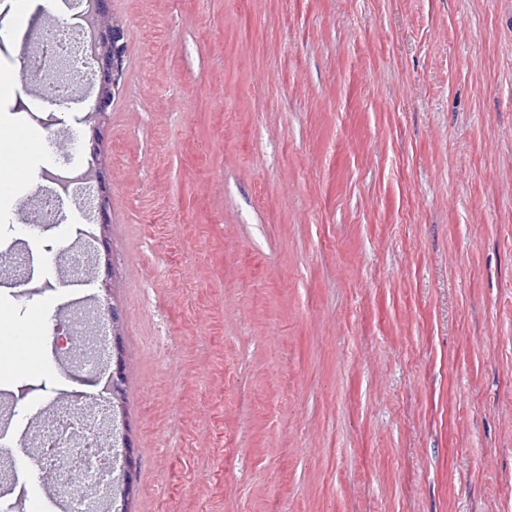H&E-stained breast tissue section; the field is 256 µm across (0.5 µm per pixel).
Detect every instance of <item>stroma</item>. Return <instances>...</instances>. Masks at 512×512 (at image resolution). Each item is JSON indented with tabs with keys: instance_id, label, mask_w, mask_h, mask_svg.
Returning a JSON list of instances; mask_svg holds the SVG:
<instances>
[{
	"instance_id": "35a3bbf8",
	"label": "stroma",
	"mask_w": 512,
	"mask_h": 512,
	"mask_svg": "<svg viewBox=\"0 0 512 512\" xmlns=\"http://www.w3.org/2000/svg\"><path fill=\"white\" fill-rule=\"evenodd\" d=\"M108 3L112 291L0 288V336L47 317L43 367L0 357L34 388L0 432L113 410L106 512H512V0ZM3 79L7 138L51 112L70 141L14 158L0 261L62 248L16 203L94 147L6 45ZM77 296L120 314L94 372L55 353Z\"/></svg>"
}]
</instances>
